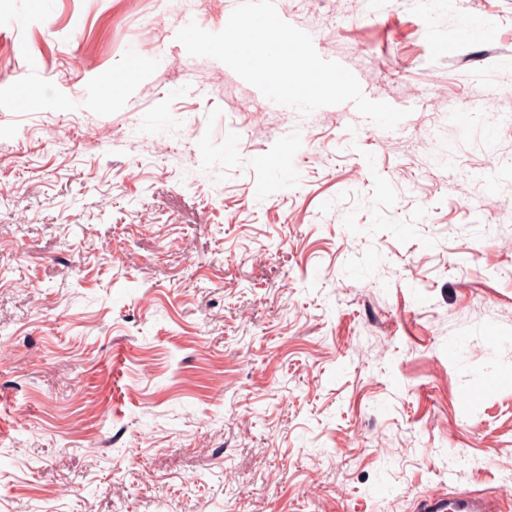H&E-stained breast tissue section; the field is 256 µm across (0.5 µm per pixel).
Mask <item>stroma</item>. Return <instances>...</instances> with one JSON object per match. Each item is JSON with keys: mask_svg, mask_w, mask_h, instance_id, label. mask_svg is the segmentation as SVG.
I'll use <instances>...</instances> for the list:
<instances>
[{"mask_svg": "<svg viewBox=\"0 0 512 512\" xmlns=\"http://www.w3.org/2000/svg\"><path fill=\"white\" fill-rule=\"evenodd\" d=\"M276 9L406 118L275 104L153 0H0V512L512 480V0Z\"/></svg>", "mask_w": 512, "mask_h": 512, "instance_id": "1", "label": "stroma"}]
</instances>
